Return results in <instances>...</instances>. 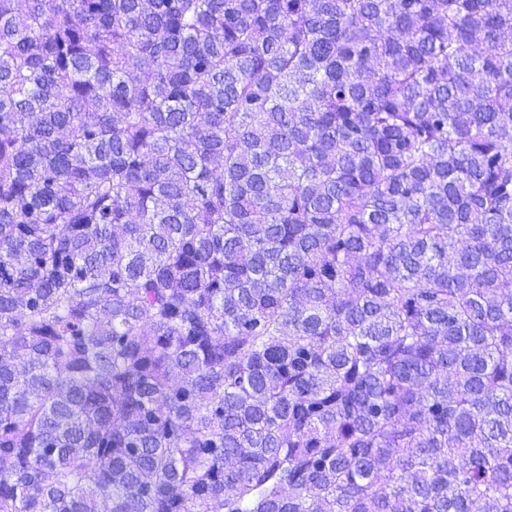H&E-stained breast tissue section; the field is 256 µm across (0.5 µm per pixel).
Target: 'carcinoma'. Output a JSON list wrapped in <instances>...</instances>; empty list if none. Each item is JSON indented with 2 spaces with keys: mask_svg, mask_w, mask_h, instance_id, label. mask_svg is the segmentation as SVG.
Returning a JSON list of instances; mask_svg holds the SVG:
<instances>
[{
  "mask_svg": "<svg viewBox=\"0 0 512 512\" xmlns=\"http://www.w3.org/2000/svg\"><path fill=\"white\" fill-rule=\"evenodd\" d=\"M512 512V0H0V512Z\"/></svg>",
  "mask_w": 512,
  "mask_h": 512,
  "instance_id": "1",
  "label": "carcinoma"
}]
</instances>
